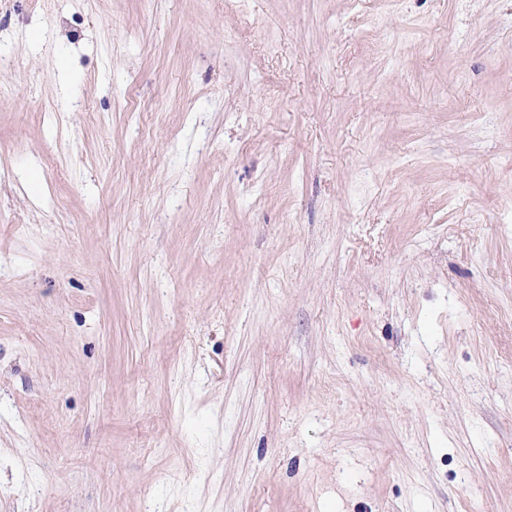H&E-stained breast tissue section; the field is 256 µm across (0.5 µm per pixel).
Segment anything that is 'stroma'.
I'll return each mask as SVG.
<instances>
[{
	"instance_id": "35a3bbf8",
	"label": "stroma",
	"mask_w": 512,
	"mask_h": 512,
	"mask_svg": "<svg viewBox=\"0 0 512 512\" xmlns=\"http://www.w3.org/2000/svg\"><path fill=\"white\" fill-rule=\"evenodd\" d=\"M0 512H512V0H0Z\"/></svg>"
}]
</instances>
